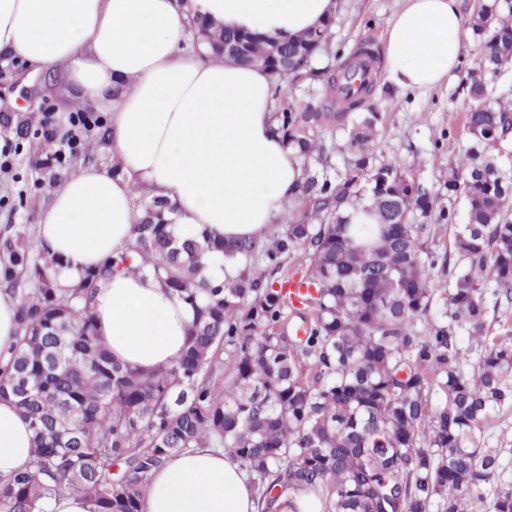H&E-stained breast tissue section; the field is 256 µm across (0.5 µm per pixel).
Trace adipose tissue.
<instances>
[{"label":"adipose tissue","mask_w":512,"mask_h":512,"mask_svg":"<svg viewBox=\"0 0 512 512\" xmlns=\"http://www.w3.org/2000/svg\"><path fill=\"white\" fill-rule=\"evenodd\" d=\"M335 11L336 0H0V54L54 68L72 81L76 103L111 115L120 176L68 174L38 225L37 242L60 258L63 277L125 251L140 190L170 201L179 238L260 242L277 230L301 167L274 117L271 76L201 60L183 44L195 20L285 40ZM465 24L459 0H405L383 45L387 80L404 90L439 85L457 67ZM93 313L113 358L145 371L181 355L196 316L160 280L124 271L100 283ZM32 447L28 422L0 399V478L30 468ZM141 510L257 505L236 457L205 447L170 457L143 486Z\"/></svg>","instance_id":"obj_1"}]
</instances>
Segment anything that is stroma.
<instances>
[{"label": "stroma", "instance_id": "35a3bbf8", "mask_svg": "<svg viewBox=\"0 0 512 512\" xmlns=\"http://www.w3.org/2000/svg\"><path fill=\"white\" fill-rule=\"evenodd\" d=\"M332 44L316 59L317 66L333 63L335 56L350 54L359 43L371 42L381 49L389 22L403 0H336ZM479 37L468 33L457 68L440 87L418 93L379 80L368 98L367 110L381 113L382 129L375 143L378 159L400 166L423 188L440 193L448 175V160L467 141L464 114L470 100L460 82L479 62ZM74 87L57 75L33 71L15 57H0V151L7 152L12 167L0 176V238L18 233L36 235L43 212L60 184L44 165L55 146L43 132L72 130ZM90 127L82 129L80 149L70 170L95 166L112 168V146L100 126L109 114L92 107L86 110Z\"/></svg>", "mask_w": 512, "mask_h": 512}]
</instances>
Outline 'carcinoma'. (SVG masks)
I'll return each instance as SVG.
<instances>
[{"mask_svg": "<svg viewBox=\"0 0 512 512\" xmlns=\"http://www.w3.org/2000/svg\"><path fill=\"white\" fill-rule=\"evenodd\" d=\"M333 23L288 39L289 74L274 76L277 93L285 80L307 81L322 97L276 103L302 178L267 244L180 241L161 197L141 204L126 252L75 280L37 241L0 239V289L17 300L19 329L0 398L14 401L34 442L33 469L0 479V512H41L68 492L84 495L89 512H142V485L198 447L240 460L261 512H279L285 488L314 496L322 512H480L489 488L492 512H512V448L481 442L512 407V335L492 337L487 324L488 306H512V164L501 162L512 156V100L492 98L512 64V6L479 0L471 17L481 62L466 77L469 143L448 161L447 206L434 224L424 189L400 216L412 179L377 161L382 115L363 111L374 90L362 78L374 62L368 44L334 66L313 65ZM195 32L214 59L271 69L275 39L204 23ZM327 131L345 136L340 182L329 174ZM360 208L368 221L356 224ZM444 229L441 253L433 241ZM214 251L243 267L237 279H205ZM287 257L306 272L277 280ZM121 271L151 272L196 308L172 365L128 368L97 336L98 284ZM439 272L448 274L442 288ZM295 283L306 292L292 293ZM464 337L475 349H462Z\"/></svg>", "mask_w": 512, "mask_h": 512, "instance_id": "carcinoma-1", "label": "carcinoma"}]
</instances>
